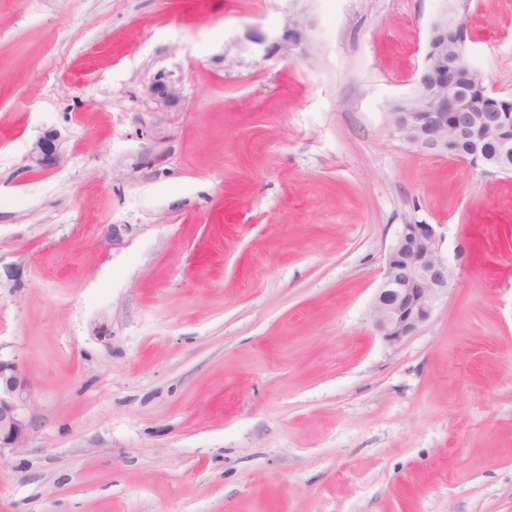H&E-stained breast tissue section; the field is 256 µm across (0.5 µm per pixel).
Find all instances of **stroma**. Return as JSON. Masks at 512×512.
<instances>
[{
  "instance_id": "stroma-1",
  "label": "stroma",
  "mask_w": 512,
  "mask_h": 512,
  "mask_svg": "<svg viewBox=\"0 0 512 512\" xmlns=\"http://www.w3.org/2000/svg\"><path fill=\"white\" fill-rule=\"evenodd\" d=\"M442 7L0 0V355L36 405L0 512H512V175L388 128ZM298 12L312 57L262 59ZM468 21L512 92V0ZM402 224L452 276L391 346ZM147 95L162 106H172L180 101V88L175 82L158 77L147 87Z\"/></svg>"
}]
</instances>
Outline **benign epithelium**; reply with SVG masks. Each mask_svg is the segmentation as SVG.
I'll use <instances>...</instances> for the list:
<instances>
[{"label":"benign epithelium","mask_w":512,"mask_h":512,"mask_svg":"<svg viewBox=\"0 0 512 512\" xmlns=\"http://www.w3.org/2000/svg\"><path fill=\"white\" fill-rule=\"evenodd\" d=\"M456 37L448 41V28ZM430 36L438 40L426 48L417 78L416 92L407 102L395 104L389 113L393 136L404 143L433 154H448V138L461 135L476 125L500 133L501 151L512 150L507 134L506 110L473 113L465 105L466 95L448 60H468V27L447 5L430 24ZM264 59L312 56L303 15L295 14L282 32L273 38H254ZM147 95L162 106L180 101L176 83L159 77L147 87ZM55 158L50 139L38 141L29 159L46 167ZM441 236L436 224H402L385 255L382 281L370 304L368 320L372 330L387 344L395 345L426 323L438 299L448 292V263L440 254ZM36 407L29 383L15 360L0 356V459L7 452L26 447L35 420Z\"/></svg>","instance_id":"benign-epithelium-1"}]
</instances>
